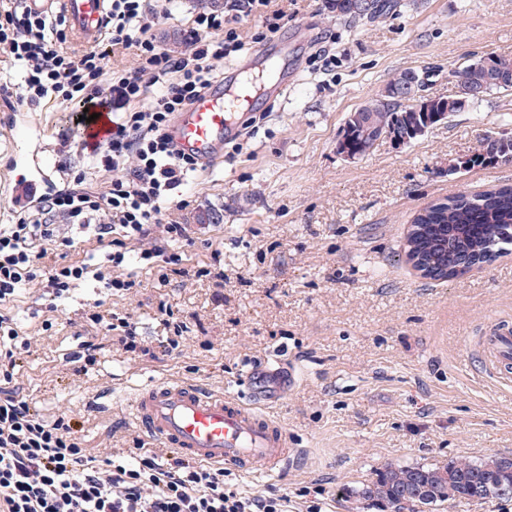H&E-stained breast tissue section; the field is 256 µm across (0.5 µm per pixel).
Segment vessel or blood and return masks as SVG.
Segmentation results:
<instances>
[{"label":"vessel or blood","instance_id":"vessel-or-blood-1","mask_svg":"<svg viewBox=\"0 0 512 512\" xmlns=\"http://www.w3.org/2000/svg\"><path fill=\"white\" fill-rule=\"evenodd\" d=\"M66 6L73 37L96 41L103 32L105 0H66ZM254 89L246 79L219 85L178 113L169 130L176 148L205 166L222 159L224 143L248 111ZM464 343L483 377L512 383V321L495 320ZM129 410L139 432L195 462L271 474L296 454L287 431L252 404L194 383L158 381L142 387L131 396Z\"/></svg>","mask_w":512,"mask_h":512}]
</instances>
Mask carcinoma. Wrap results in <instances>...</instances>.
I'll return each instance as SVG.
<instances>
[{
  "mask_svg": "<svg viewBox=\"0 0 512 512\" xmlns=\"http://www.w3.org/2000/svg\"><path fill=\"white\" fill-rule=\"evenodd\" d=\"M336 4L339 13L352 18L380 17L394 7V0H348ZM497 71L511 85L491 83V71L480 59L454 72L461 90L485 88L484 95L512 91V58L497 57ZM414 130L411 140L436 122L432 113L415 112L407 100L375 99L348 116L344 136L350 148L369 153L378 136L398 122ZM467 253L473 266L487 264L512 252V185L478 193H460L436 201L417 213L407 237V255L425 276L444 279L456 275V254ZM350 512L360 505L387 506L393 512H429L433 506L470 501L512 498V459L489 456L461 459L443 466L387 467L376 478L344 489Z\"/></svg>",
  "mask_w": 512,
  "mask_h": 512,
  "instance_id": "cac0c4a2",
  "label": "carcinoma"
}]
</instances>
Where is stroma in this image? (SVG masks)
<instances>
[{"instance_id": "35a3bbf8", "label": "stroma", "mask_w": 512, "mask_h": 512, "mask_svg": "<svg viewBox=\"0 0 512 512\" xmlns=\"http://www.w3.org/2000/svg\"><path fill=\"white\" fill-rule=\"evenodd\" d=\"M281 7L288 17L265 48L287 54L296 83L260 99L258 133L226 145L222 161L173 193L184 206L172 217L196 240L187 266L209 276L160 285L135 244L126 270L137 286L110 296L92 274L104 261L96 241L78 243L73 257L90 272L56 311L32 285L13 304L22 333L36 339L18 381L45 416L80 417L87 448L105 443L120 456L138 435L125 403L141 385L176 379L245 397L285 427L298 453L271 475L233 472V488L285 492L290 512H306L297 491L317 484L322 512H347L343 487L387 466L512 458V393L472 375L463 342L496 318L512 320V253L434 280L405 252L413 217L432 201L512 184V162L455 167L486 135L512 137V91L406 145L383 139L357 160L338 149L349 114L395 73L430 71L429 95L450 97L468 59L512 57V0H398L394 12L356 22L324 0ZM170 9L150 33L177 55L199 4L172 0ZM77 120L53 100L12 106L0 96V225L24 215L13 187L39 172L44 194L108 190L111 173L77 151ZM206 207L223 222L197 223ZM98 300L129 312L154 345L169 334L159 311L167 305L187 327L181 352L153 360L109 344L94 369L67 371L94 333L83 314ZM50 317L57 325L47 331Z\"/></svg>"}]
</instances>
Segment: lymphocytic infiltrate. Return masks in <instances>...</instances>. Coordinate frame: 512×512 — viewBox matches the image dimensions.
<instances>
[{
  "label": "lymphocytic infiltrate",
  "instance_id": "1",
  "mask_svg": "<svg viewBox=\"0 0 512 512\" xmlns=\"http://www.w3.org/2000/svg\"><path fill=\"white\" fill-rule=\"evenodd\" d=\"M271 2L226 0L223 12L197 13L188 49L176 56L150 36L146 0H108L109 45L134 49L136 56L133 70L112 75L98 47L65 51L64 18L51 25L26 0H0V51L24 74L19 102L37 105L49 98L112 114L105 142H78L83 159L111 172L104 194L45 196L32 213L0 225V512H288L287 494L239 492L229 488L223 467L174 451L162 456L138 440L126 458L89 452L80 421L67 413L45 417L20 390L17 374L31 339L20 334L10 312L19 291L33 283L40 285L47 309H56L86 274V264L68 258L76 241L61 234V216L107 248L109 264L97 276L108 291L132 290L134 282L124 273L132 243L141 245L142 259L162 262V280L189 276L186 257L194 240L186 225L166 224L162 217L173 191L189 181L199 163L174 148L168 130L177 112L213 87L218 64L245 51V42L228 26V13L256 16L262 30L274 33L284 13L271 9ZM93 215L104 216V223H90ZM157 230L165 246L151 244ZM51 251L58 258L49 264ZM88 318L118 332L126 352L153 355L129 313L94 311Z\"/></svg>",
  "mask_w": 512,
  "mask_h": 512
}]
</instances>
